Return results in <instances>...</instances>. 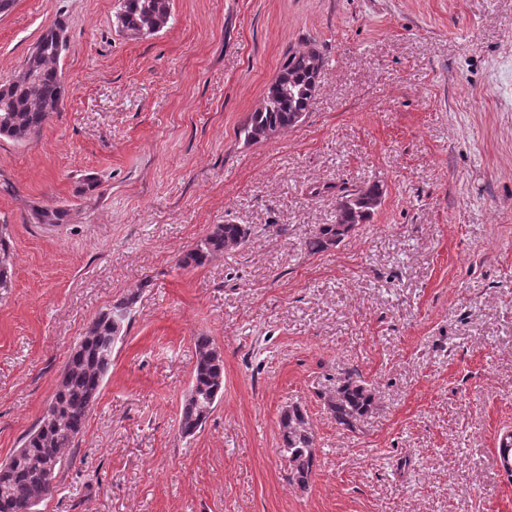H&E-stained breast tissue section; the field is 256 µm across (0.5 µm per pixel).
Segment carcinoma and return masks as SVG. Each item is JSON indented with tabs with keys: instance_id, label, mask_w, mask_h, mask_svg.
Wrapping results in <instances>:
<instances>
[{
	"instance_id": "carcinoma-1",
	"label": "carcinoma",
	"mask_w": 512,
	"mask_h": 512,
	"mask_svg": "<svg viewBox=\"0 0 512 512\" xmlns=\"http://www.w3.org/2000/svg\"><path fill=\"white\" fill-rule=\"evenodd\" d=\"M171 18V0H120L116 20L132 40L165 28ZM67 43L66 26L57 21L38 39L39 49L27 55L22 71L27 79L0 84V136L17 142L34 139L64 102L66 90L58 64L59 43ZM324 63L320 50L308 47L291 52L269 85L263 106L251 113L243 128L245 143L263 140L269 128L295 125L294 115L306 112ZM379 184L372 183L344 193L336 209L335 223L321 225L307 248L317 254L341 243L359 224L368 223L381 203ZM68 210L45 207L38 212L44 224H61ZM248 230L241 224H217L179 261L182 268L201 267L212 257L245 243ZM8 256L0 268V294L12 288L14 255L4 227H0V254ZM115 328L112 311L100 313L72 348L62 378L48 410L53 421L39 422L16 453L0 466V512H33L56 488L64 453L81 433L112 365ZM197 360L184 401L180 431L191 437L209 417L224 389V361L207 336L196 339ZM324 405L337 425L351 430L375 408L368 385L352 372L344 373L336 390L324 397ZM279 430L282 453L288 460V480L301 488L308 485L315 464L316 440L306 413L297 404L281 411Z\"/></svg>"
}]
</instances>
